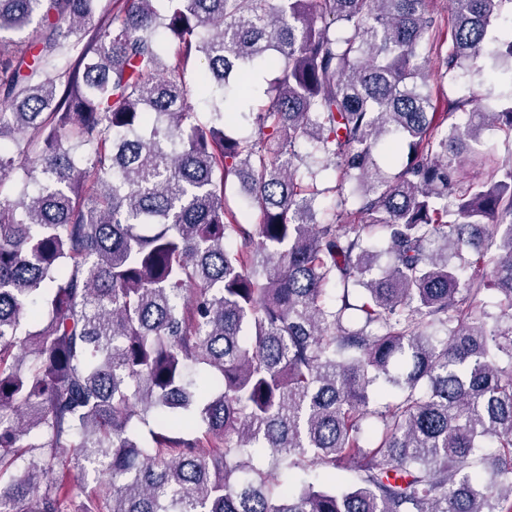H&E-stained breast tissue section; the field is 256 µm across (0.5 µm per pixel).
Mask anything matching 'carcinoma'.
I'll list each match as a JSON object with an SVG mask.
<instances>
[{"label":"carcinoma","mask_w":512,"mask_h":512,"mask_svg":"<svg viewBox=\"0 0 512 512\" xmlns=\"http://www.w3.org/2000/svg\"><path fill=\"white\" fill-rule=\"evenodd\" d=\"M101 2L0 0V512H512V0ZM480 140L485 149L492 150L505 162H512V141L507 144L501 134L493 128H484L481 131Z\"/></svg>","instance_id":"obj_1"}]
</instances>
